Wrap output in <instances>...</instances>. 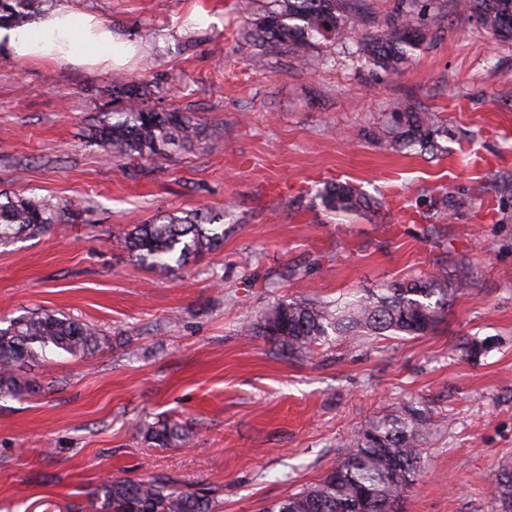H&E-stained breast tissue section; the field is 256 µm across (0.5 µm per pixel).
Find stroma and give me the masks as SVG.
Instances as JSON below:
<instances>
[{"label": "stroma", "instance_id": "35a3bbf8", "mask_svg": "<svg viewBox=\"0 0 512 512\" xmlns=\"http://www.w3.org/2000/svg\"><path fill=\"white\" fill-rule=\"evenodd\" d=\"M240 0H73L143 39L123 73L141 107L193 113L205 140L122 162L90 138L111 112V71L0 52V191L65 206L37 239L0 249V319L48 309L99 326L84 358L27 369L43 386L0 399V512H91L113 476L215 489L219 512H259L335 467L347 436L408 401L428 408L427 453L404 512H491L512 458V41L459 0H353L347 37L308 62L254 64ZM205 13L210 24L194 27ZM410 15L424 39L400 69L369 65L363 37ZM436 112L434 151L377 140L395 103ZM378 204L326 210L327 183ZM447 198L427 218L429 198ZM197 210L224 244L160 277L123 244L131 224ZM469 271L435 332L274 354L243 337L274 300L337 298L438 267ZM487 342L478 358L461 338ZM172 418L190 448H154L141 420Z\"/></svg>", "mask_w": 512, "mask_h": 512}]
</instances>
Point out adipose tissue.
Returning a JSON list of instances; mask_svg holds the SVG:
<instances>
[{"instance_id":"adipose-tissue-1","label":"adipose tissue","mask_w":512,"mask_h":512,"mask_svg":"<svg viewBox=\"0 0 512 512\" xmlns=\"http://www.w3.org/2000/svg\"><path fill=\"white\" fill-rule=\"evenodd\" d=\"M0 45L17 58L111 70L138 51L136 41L95 15L61 0L50 14L22 26L0 28Z\"/></svg>"}]
</instances>
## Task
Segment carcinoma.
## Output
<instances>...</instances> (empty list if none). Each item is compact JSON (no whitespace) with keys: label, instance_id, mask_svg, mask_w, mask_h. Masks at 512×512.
<instances>
[{"label":"carcinoma","instance_id":"obj_1","mask_svg":"<svg viewBox=\"0 0 512 512\" xmlns=\"http://www.w3.org/2000/svg\"><path fill=\"white\" fill-rule=\"evenodd\" d=\"M34 0H0V20ZM349 0H270L255 15L249 2L243 14L249 36L258 47L256 63L272 54H292L304 59L317 41L341 39L346 28L341 19ZM464 10L476 15L484 29L512 39V0H461ZM420 40V30L408 18L365 39L359 53L387 71L399 70ZM126 101L94 125L92 139L111 149L119 160L164 158L170 149H186L202 140L205 127L191 113L158 112L140 107L138 93L121 84ZM405 122L379 131L403 147L434 148L444 132L440 118L426 112L401 111ZM324 207L336 213H354L371 207V201L348 184L325 186ZM64 211L35 198L0 192V248L21 237L36 238L50 232ZM223 216L202 212L183 218L134 224L123 242L141 263L159 273L182 266L224 244ZM470 283L467 269L455 277L440 267L424 278L395 281L384 288L361 289L334 301L301 298L269 305L256 321L241 326L244 336H262L286 351L305 357L314 348L335 340L354 344L364 337L426 336L435 331L448 312V303ZM100 330L46 309L30 311L0 327V398L23 400L39 391L22 368L48 352L83 358L101 347ZM430 420L426 409L409 401L356 431L345 443L346 451L314 485L273 503L262 512H400V503L421 474L425 458V433ZM146 442L159 448H184L192 432L181 423L165 419L137 425ZM215 489L179 487L167 475L147 478L120 477L104 481L96 490L94 512H213ZM494 512H512V464L505 462L489 487Z\"/></svg>","mask_w":512,"mask_h":512}]
</instances>
